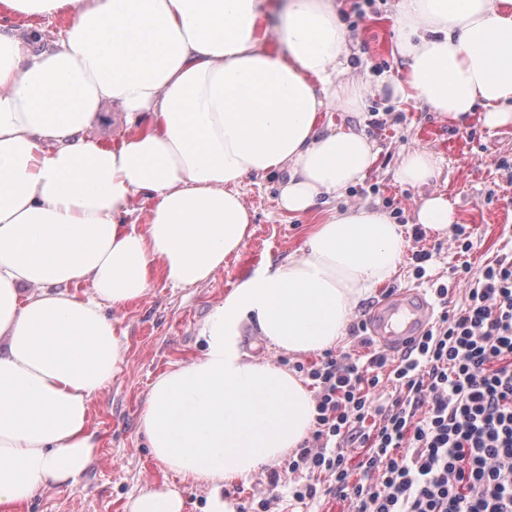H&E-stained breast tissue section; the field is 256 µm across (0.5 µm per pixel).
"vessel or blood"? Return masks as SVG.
<instances>
[{"mask_svg": "<svg viewBox=\"0 0 512 512\" xmlns=\"http://www.w3.org/2000/svg\"><path fill=\"white\" fill-rule=\"evenodd\" d=\"M432 314L433 306L424 291L405 288L377 304L367 318V326L380 349L395 352L431 328Z\"/></svg>", "mask_w": 512, "mask_h": 512, "instance_id": "obj_1", "label": "vessel or blood"}]
</instances>
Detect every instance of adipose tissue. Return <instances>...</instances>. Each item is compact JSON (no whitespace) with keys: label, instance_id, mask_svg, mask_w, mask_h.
<instances>
[{"label":"adipose tissue","instance_id":"obj_1","mask_svg":"<svg viewBox=\"0 0 512 512\" xmlns=\"http://www.w3.org/2000/svg\"><path fill=\"white\" fill-rule=\"evenodd\" d=\"M279 13L275 40L262 32ZM336 0H0V512L71 484L98 441L92 403L124 341L107 309L144 297L154 274L208 280L241 251L252 216L237 187L283 173L279 205L311 211L343 197L374 165L372 142L322 125L354 110L367 86L343 74L348 38ZM67 16L58 38L18 16ZM394 94L465 121L512 124V0H398ZM124 125L106 146V110ZM440 174L406 152L401 184ZM144 224L123 223L138 197ZM401 225L378 211H324L300 256L261 264L199 332L200 357L153 383L141 428L153 457L211 485L281 461L315 414L299 378L246 359L247 331L290 354L338 345L360 299L403 261ZM87 283L83 293L75 285Z\"/></svg>","mask_w":512,"mask_h":512}]
</instances>
